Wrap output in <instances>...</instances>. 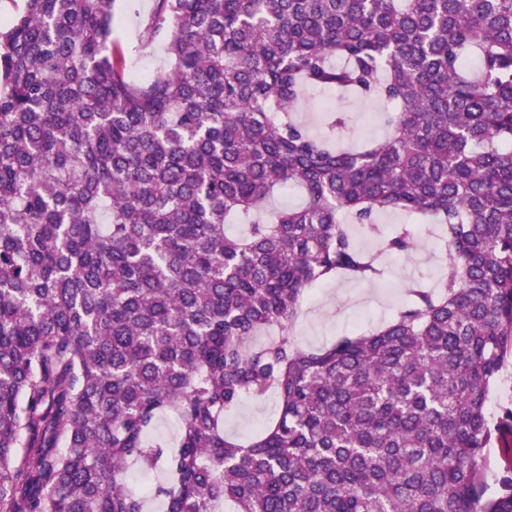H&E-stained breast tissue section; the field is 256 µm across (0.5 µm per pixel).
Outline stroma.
Segmentation results:
<instances>
[{"instance_id":"stroma-1","label":"stroma","mask_w":512,"mask_h":512,"mask_svg":"<svg viewBox=\"0 0 512 512\" xmlns=\"http://www.w3.org/2000/svg\"><path fill=\"white\" fill-rule=\"evenodd\" d=\"M155 7V0H115L114 10L121 21L113 29L112 39L121 50L127 76L140 81L147 75L166 70L169 58L162 42H146L143 27ZM344 108L352 121L338 144L345 149L358 147L365 138L383 139L381 107L350 91L314 90L308 93L295 113L298 121L311 132L325 130L327 113ZM388 284L359 282L336 278L314 288L302 306L295 324L300 345L318 349L354 333H366L389 321L398 305L388 295V288L404 289L413 279H423L428 286H438L447 272V257L437 240H421L410 256L385 257ZM279 403L274 396L245 401L224 419L226 431L240 441L250 440L258 428L275 419Z\"/></svg>"}]
</instances>
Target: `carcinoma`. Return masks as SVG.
<instances>
[{
	"mask_svg": "<svg viewBox=\"0 0 512 512\" xmlns=\"http://www.w3.org/2000/svg\"><path fill=\"white\" fill-rule=\"evenodd\" d=\"M115 24L114 0H23L0 28V512H512V403L487 408L512 347V0H156L170 65L140 83ZM309 87L384 102L387 136L312 134ZM286 187L304 202L261 220ZM389 210L431 220L445 279L303 348L317 284L415 248ZM266 395L274 422L225 433ZM133 469L160 478L133 493ZM278 412V400L272 395L260 400H247L225 417L224 427L239 441H249L258 428L275 419Z\"/></svg>",
	"mask_w": 512,
	"mask_h": 512,
	"instance_id": "carcinoma-1",
	"label": "carcinoma"
}]
</instances>
